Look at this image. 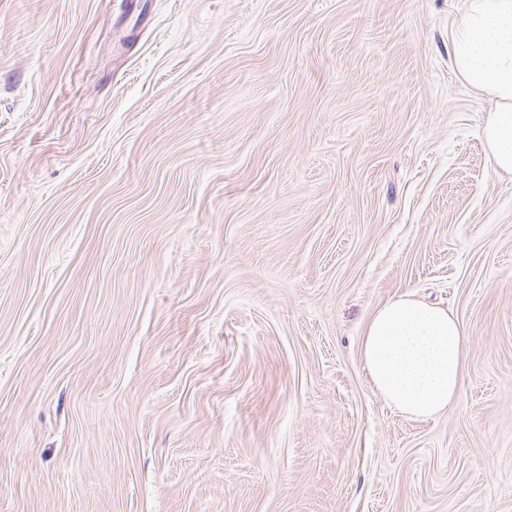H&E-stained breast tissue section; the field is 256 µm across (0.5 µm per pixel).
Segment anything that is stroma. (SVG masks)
<instances>
[{
  "mask_svg": "<svg viewBox=\"0 0 512 512\" xmlns=\"http://www.w3.org/2000/svg\"><path fill=\"white\" fill-rule=\"evenodd\" d=\"M464 0H0V512H512V179ZM469 336L427 420L402 294ZM468 336L447 310L409 295L389 299L361 336L367 377L384 400L414 419L448 410L463 383Z\"/></svg>",
  "mask_w": 512,
  "mask_h": 512,
  "instance_id": "1",
  "label": "stroma"
}]
</instances>
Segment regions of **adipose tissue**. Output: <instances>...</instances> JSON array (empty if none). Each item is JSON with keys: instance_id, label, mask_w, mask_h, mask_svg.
I'll use <instances>...</instances> for the list:
<instances>
[{"instance_id": "ef3b65f1", "label": "adipose tissue", "mask_w": 512, "mask_h": 512, "mask_svg": "<svg viewBox=\"0 0 512 512\" xmlns=\"http://www.w3.org/2000/svg\"><path fill=\"white\" fill-rule=\"evenodd\" d=\"M450 45L461 80L492 104L482 128L491 167L512 175V0H466ZM467 347L456 317L404 295L385 301L369 317L361 359L371 385L390 406L426 419L456 401Z\"/></svg>"}]
</instances>
